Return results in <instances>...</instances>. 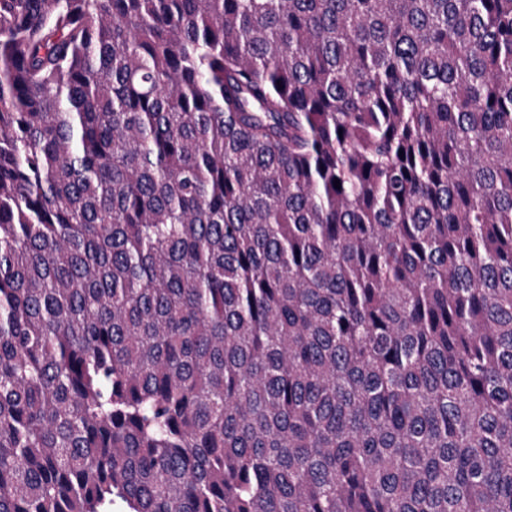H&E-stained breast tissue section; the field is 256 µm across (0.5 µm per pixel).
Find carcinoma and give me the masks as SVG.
Wrapping results in <instances>:
<instances>
[{"mask_svg": "<svg viewBox=\"0 0 512 512\" xmlns=\"http://www.w3.org/2000/svg\"><path fill=\"white\" fill-rule=\"evenodd\" d=\"M118 501L512 512V0H0V512Z\"/></svg>", "mask_w": 512, "mask_h": 512, "instance_id": "carcinoma-1", "label": "carcinoma"}]
</instances>
